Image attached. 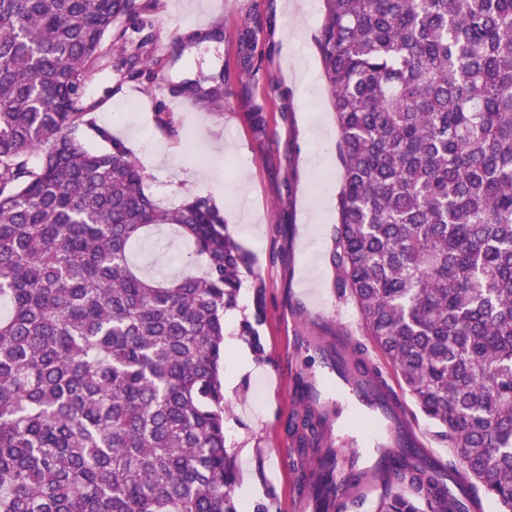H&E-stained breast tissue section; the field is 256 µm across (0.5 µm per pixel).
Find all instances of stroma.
Wrapping results in <instances>:
<instances>
[{"mask_svg":"<svg viewBox=\"0 0 512 512\" xmlns=\"http://www.w3.org/2000/svg\"><path fill=\"white\" fill-rule=\"evenodd\" d=\"M158 0L150 26L132 34L127 53L138 55L150 78L123 81L109 57L98 60L85 91L96 100L97 124L111 127L133 153L158 151L146 167L147 192L164 204L190 194L212 197L237 243L251 261L235 308L224 325L236 345L224 347V435L237 466L236 504L249 512H307L298 490L311 459L298 455L287 431L303 368L319 370L323 355L309 350L295 363L290 335L329 342L337 325H351L350 340L362 345L389 386L397 381L386 359L366 336L354 303L338 294L329 262L337 222L340 162L334 120L314 35L322 0ZM254 31L253 58L261 66L245 73L239 36ZM314 79L299 91L295 63ZM224 76L219 103L180 93L184 82L210 87ZM180 101L172 127L158 128V106ZM263 107L266 131L256 134L251 114ZM223 141L216 155L214 141ZM316 164H309L310 154ZM186 245L157 235L139 245L133 260L168 275H181ZM253 367L241 371L240 353Z\"/></svg>","mask_w":512,"mask_h":512,"instance_id":"1","label":"stroma"}]
</instances>
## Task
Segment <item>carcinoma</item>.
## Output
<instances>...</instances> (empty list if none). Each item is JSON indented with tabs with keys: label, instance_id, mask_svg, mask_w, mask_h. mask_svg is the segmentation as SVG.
I'll return each mask as SVG.
<instances>
[{
	"label": "carcinoma",
	"instance_id": "cac0c4a2",
	"mask_svg": "<svg viewBox=\"0 0 512 512\" xmlns=\"http://www.w3.org/2000/svg\"><path fill=\"white\" fill-rule=\"evenodd\" d=\"M152 8L0 0V512H238L221 372L247 256L210 197L145 191L84 91ZM315 45L339 129L337 288L456 458L397 464L373 512H512V0H323ZM115 71L143 74L134 56ZM212 80L182 90L223 97ZM166 231L199 273L134 264ZM289 431L316 512H348L310 402Z\"/></svg>",
	"mask_w": 512,
	"mask_h": 512
}]
</instances>
